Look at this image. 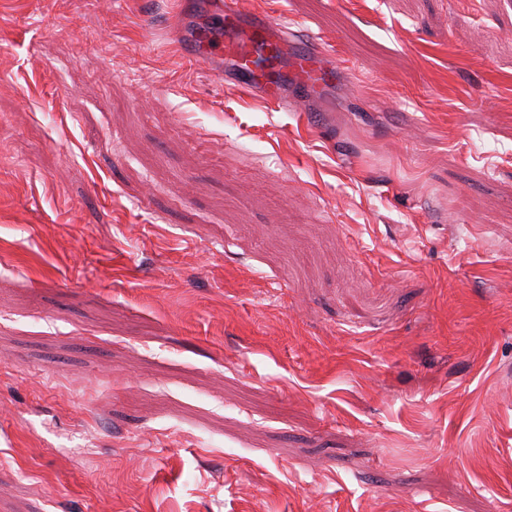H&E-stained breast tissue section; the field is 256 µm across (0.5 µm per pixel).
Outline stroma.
I'll list each match as a JSON object with an SVG mask.
<instances>
[{
	"label": "stroma",
	"instance_id": "obj_1",
	"mask_svg": "<svg viewBox=\"0 0 512 512\" xmlns=\"http://www.w3.org/2000/svg\"><path fill=\"white\" fill-rule=\"evenodd\" d=\"M0 0V512H512V0ZM197 13L211 25L180 23L177 46L215 77L274 108L311 112L310 101L336 84L339 70L323 49L291 41L286 28L267 13L244 14L240 0H198ZM288 87L292 93L288 95Z\"/></svg>",
	"mask_w": 512,
	"mask_h": 512
}]
</instances>
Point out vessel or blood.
I'll return each mask as SVG.
<instances>
[{"instance_id": "vessel-or-blood-1", "label": "vessel or blood", "mask_w": 512, "mask_h": 512, "mask_svg": "<svg viewBox=\"0 0 512 512\" xmlns=\"http://www.w3.org/2000/svg\"><path fill=\"white\" fill-rule=\"evenodd\" d=\"M195 10L210 22L178 25L180 52L262 104L304 112L335 85L339 71L326 51L289 40L269 14H244L241 0H197Z\"/></svg>"}]
</instances>
